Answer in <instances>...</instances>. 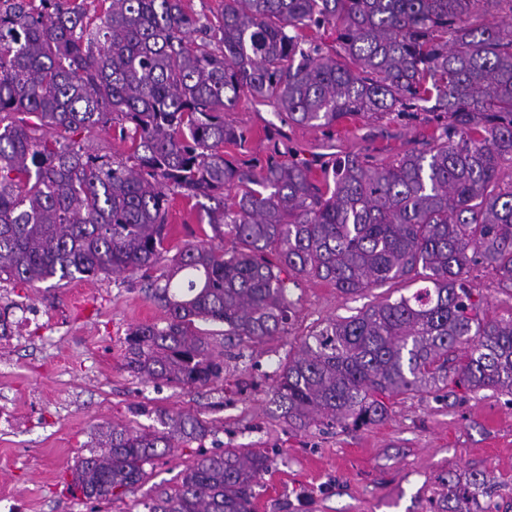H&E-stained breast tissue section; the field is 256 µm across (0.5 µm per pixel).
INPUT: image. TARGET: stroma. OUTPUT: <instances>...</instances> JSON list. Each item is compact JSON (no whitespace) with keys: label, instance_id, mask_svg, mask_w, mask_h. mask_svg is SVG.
Segmentation results:
<instances>
[{"label":"stroma","instance_id":"1","mask_svg":"<svg viewBox=\"0 0 512 512\" xmlns=\"http://www.w3.org/2000/svg\"><path fill=\"white\" fill-rule=\"evenodd\" d=\"M225 122L247 136L242 161L261 162L271 145L312 165L368 152L390 163L419 146L433 113L347 119L327 131L288 123L272 107L241 97ZM194 200L171 197L167 246L205 239ZM422 282L396 279L354 296L296 278L284 335L261 342L226 340L220 323L199 322L224 360L223 381L158 384L128 372V332L166 314L140 280L98 275L52 288L0 285V308L17 326L0 339V512H148L179 490L184 471L225 448L259 451L269 468L254 488V512H448L449 478L487 473L499 512H512V396L448 384L393 400L387 418L360 428L297 430L270 404L290 347L330 320L411 295ZM467 286L488 317L512 316V292L497 273L472 266ZM164 412L195 415L211 434L155 459L133 492L109 502L72 495L75 464L88 456L99 426L155 427Z\"/></svg>","mask_w":512,"mask_h":512}]
</instances>
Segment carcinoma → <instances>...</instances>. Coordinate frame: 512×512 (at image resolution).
Here are the masks:
<instances>
[{
	"instance_id": "obj_1",
	"label": "carcinoma",
	"mask_w": 512,
	"mask_h": 512,
	"mask_svg": "<svg viewBox=\"0 0 512 512\" xmlns=\"http://www.w3.org/2000/svg\"><path fill=\"white\" fill-rule=\"evenodd\" d=\"M103 2L97 16L86 0H0V283L143 278L167 318L129 331L126 368L205 386L224 362L195 321L259 342L285 332L293 276L355 295L420 275L412 295L309 333L280 364L272 403L300 428H347L450 376L512 395V317H479L464 283L482 264L512 290V183L500 184L512 167V21H480L512 14V0H224L212 16L188 0ZM326 26L334 56L308 35ZM243 93L328 130L393 112L445 123L392 164L357 153L318 176L276 146L255 164L224 153L247 142L224 123ZM113 126L129 155L106 160L74 138ZM174 191L196 200L212 236L169 258ZM159 424L101 427L70 489L129 492L145 464L210 432L181 412ZM267 469L260 452L205 455L149 512H251ZM486 485L483 474L454 485L448 512H471Z\"/></svg>"
}]
</instances>
